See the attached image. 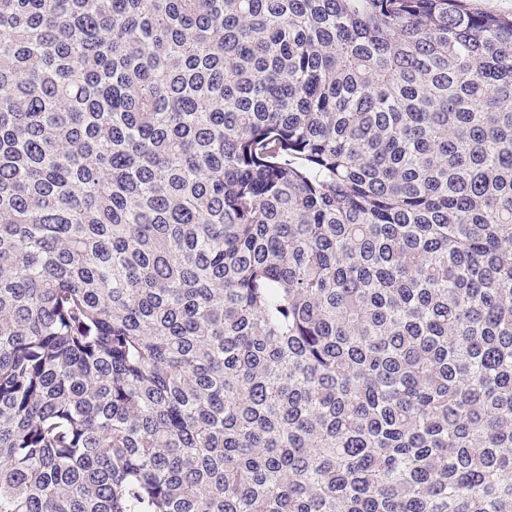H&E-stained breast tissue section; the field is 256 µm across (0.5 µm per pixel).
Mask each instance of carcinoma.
<instances>
[{
  "instance_id": "1",
  "label": "carcinoma",
  "mask_w": 512,
  "mask_h": 512,
  "mask_svg": "<svg viewBox=\"0 0 512 512\" xmlns=\"http://www.w3.org/2000/svg\"><path fill=\"white\" fill-rule=\"evenodd\" d=\"M0 512H512V16L0 0Z\"/></svg>"
}]
</instances>
